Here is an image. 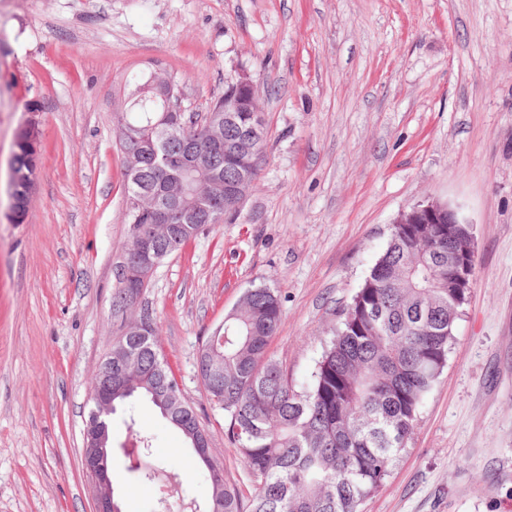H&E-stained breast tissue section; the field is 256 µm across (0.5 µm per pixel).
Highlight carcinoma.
Segmentation results:
<instances>
[{"label":"carcinoma","instance_id":"obj_1","mask_svg":"<svg viewBox=\"0 0 512 512\" xmlns=\"http://www.w3.org/2000/svg\"><path fill=\"white\" fill-rule=\"evenodd\" d=\"M137 92L116 113L117 148L122 160L140 159V171L125 175L126 224L149 226L153 217L140 197L166 190L171 169L167 158L189 153L210 154L224 183L241 184L240 173L212 152L214 138L223 145L247 141L252 113L232 112L218 129L197 123L177 130L156 154L154 125L162 115L151 78H126ZM266 137L250 141L258 159L250 180L256 188L265 160ZM13 167H36V155L15 145ZM237 215L224 201V188L212 190L210 212H201L182 246L210 224H228ZM476 268L474 241L466 224H396L362 286L343 309L331 336L324 342L310 381L299 385L268 355V345L283 318L279 291L254 285L238 307L224 316L220 330L207 340L214 357L224 362V390L205 387L209 399L224 409V436L238 448L256 488L243 503L235 486L222 479L220 465L194 448L208 469L210 497L204 512H361L360 505L378 491L418 424L423 404L448 360L455 322L470 289L448 287V267ZM112 315L126 316L148 285L132 288L115 275ZM145 318L147 336H122L125 349L112 354V410L127 407L124 420L135 445L131 450L143 465L135 472L154 483L174 463L151 461L152 441L137 425L134 401L144 397L184 436L193 448L191 427L198 424L193 407L158 349L159 328L151 313ZM191 500L183 482L163 512L185 508Z\"/></svg>","mask_w":512,"mask_h":512}]
</instances>
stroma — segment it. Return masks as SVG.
I'll return each instance as SVG.
<instances>
[{
	"instance_id": "35a3bbf8",
	"label": "stroma",
	"mask_w": 512,
	"mask_h": 512,
	"mask_svg": "<svg viewBox=\"0 0 512 512\" xmlns=\"http://www.w3.org/2000/svg\"><path fill=\"white\" fill-rule=\"evenodd\" d=\"M175 77L203 112L226 80L258 90L267 150L231 224L200 232L142 298L224 476L254 480L197 358L243 291L281 293L269 345L308 382L342 308L422 200L470 222L474 282L406 452L362 512H512V0H0V512H93L88 392L127 238L114 115L127 76ZM41 132L27 220L10 223L18 128ZM154 455L207 502L206 469L151 406ZM123 512H158L112 419Z\"/></svg>"
}]
</instances>
